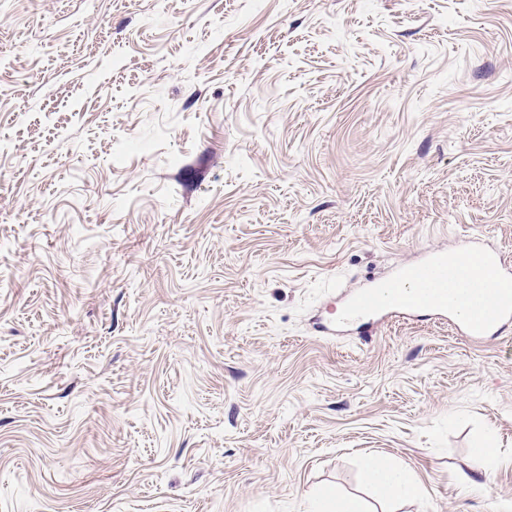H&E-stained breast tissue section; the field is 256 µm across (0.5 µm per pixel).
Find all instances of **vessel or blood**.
I'll return each mask as SVG.
<instances>
[{
  "instance_id": "obj_1",
  "label": "vessel or blood",
  "mask_w": 512,
  "mask_h": 512,
  "mask_svg": "<svg viewBox=\"0 0 512 512\" xmlns=\"http://www.w3.org/2000/svg\"><path fill=\"white\" fill-rule=\"evenodd\" d=\"M452 257L483 269L477 287L458 288L456 276L448 272ZM386 316L433 317L476 342L498 337L512 328V264L498 249L470 237L454 255L431 254L400 268L385 283L350 294L330 322L366 334L371 320Z\"/></svg>"
}]
</instances>
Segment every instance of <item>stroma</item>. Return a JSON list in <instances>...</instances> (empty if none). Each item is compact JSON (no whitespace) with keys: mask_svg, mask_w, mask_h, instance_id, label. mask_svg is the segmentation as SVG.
<instances>
[{"mask_svg":"<svg viewBox=\"0 0 512 512\" xmlns=\"http://www.w3.org/2000/svg\"><path fill=\"white\" fill-rule=\"evenodd\" d=\"M467 236L512 256V0H0V512L512 502V329L315 330ZM362 479L365 484L380 490L386 497L401 500L417 493L413 477L403 468L376 457L364 460ZM308 512H361L358 505L333 492H321L310 497Z\"/></svg>","mask_w":512,"mask_h":512,"instance_id":"obj_1","label":"stroma"}]
</instances>
